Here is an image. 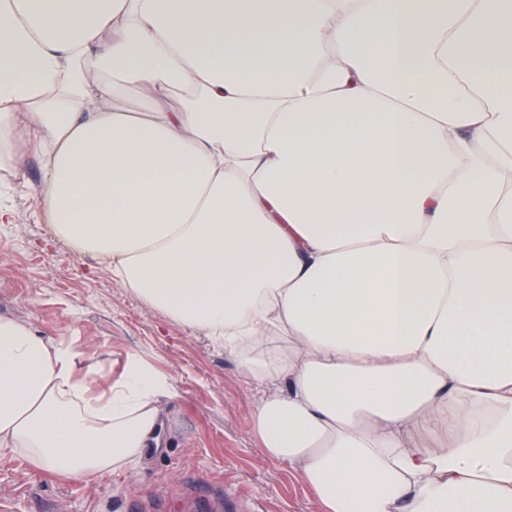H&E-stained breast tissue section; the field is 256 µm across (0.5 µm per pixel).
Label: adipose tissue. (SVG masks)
<instances>
[{"label":"adipose tissue","mask_w":512,"mask_h":512,"mask_svg":"<svg viewBox=\"0 0 512 512\" xmlns=\"http://www.w3.org/2000/svg\"><path fill=\"white\" fill-rule=\"evenodd\" d=\"M20 127L58 237L223 345L320 512H512V0H0ZM102 372L0 319V458L159 447L169 380Z\"/></svg>","instance_id":"adipose-tissue-1"}]
</instances>
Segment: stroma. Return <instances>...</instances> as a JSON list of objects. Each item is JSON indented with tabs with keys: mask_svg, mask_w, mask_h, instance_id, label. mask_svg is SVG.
Listing matches in <instances>:
<instances>
[{
	"mask_svg": "<svg viewBox=\"0 0 512 512\" xmlns=\"http://www.w3.org/2000/svg\"><path fill=\"white\" fill-rule=\"evenodd\" d=\"M43 163L24 140L0 148V319L28 324L104 380L138 357L173 385L159 401L166 443L134 469L89 485L0 458V512H318L287 465L263 456L256 392L236 360L118 282L110 266L56 240L35 199Z\"/></svg>",
	"mask_w": 512,
	"mask_h": 512,
	"instance_id": "1",
	"label": "stroma"
}]
</instances>
